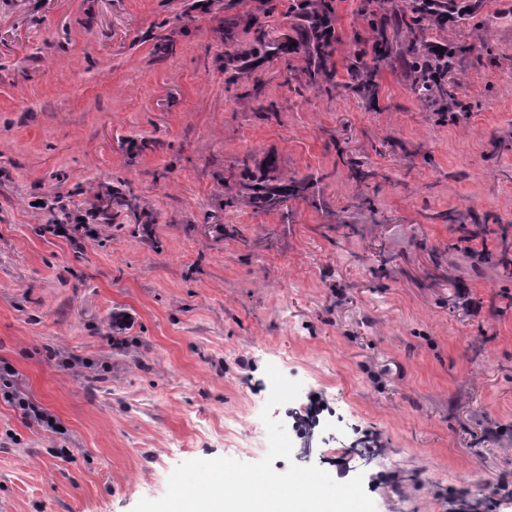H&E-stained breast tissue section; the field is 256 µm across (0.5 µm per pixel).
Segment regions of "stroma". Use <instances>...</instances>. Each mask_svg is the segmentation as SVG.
Segmentation results:
<instances>
[{
	"instance_id": "1",
	"label": "stroma",
	"mask_w": 512,
	"mask_h": 512,
	"mask_svg": "<svg viewBox=\"0 0 512 512\" xmlns=\"http://www.w3.org/2000/svg\"><path fill=\"white\" fill-rule=\"evenodd\" d=\"M193 2L0 0V362L62 426L0 397V512H132L224 456L232 413L261 460L270 364L302 384L273 417L318 419L275 471L362 475L376 512H512V0L426 35L468 48L453 120L397 58L349 87L364 0H335L332 88L301 94L302 54L236 59L297 39L289 0ZM271 162L302 196L225 207ZM112 190L137 211L50 232ZM476 214L483 262L455 244ZM96 216V210L91 207L85 211V214H79L74 218L75 224H52V226H50V230L54 235L70 240L73 239L75 231L81 229H84L85 236L94 237L96 230L89 225V219H95ZM59 230H63V233H59Z\"/></svg>"
}]
</instances>
